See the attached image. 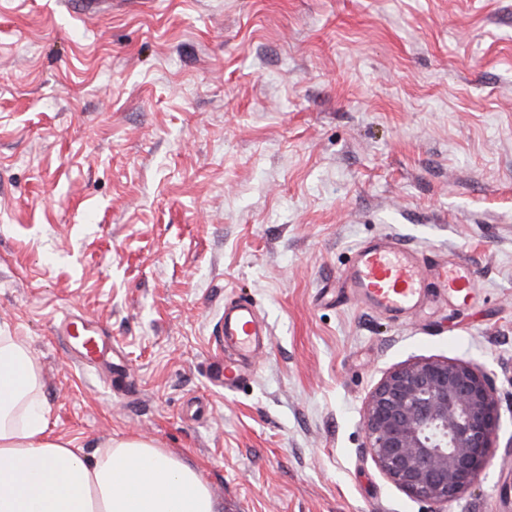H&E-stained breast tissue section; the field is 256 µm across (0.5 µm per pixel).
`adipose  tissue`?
Here are the masks:
<instances>
[{
  "label": "adipose tissue",
  "instance_id": "obj_1",
  "mask_svg": "<svg viewBox=\"0 0 512 512\" xmlns=\"http://www.w3.org/2000/svg\"><path fill=\"white\" fill-rule=\"evenodd\" d=\"M40 372L0 326V512H220L200 470L140 437L93 457L48 432Z\"/></svg>",
  "mask_w": 512,
  "mask_h": 512
}]
</instances>
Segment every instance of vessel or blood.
<instances>
[{
	"mask_svg": "<svg viewBox=\"0 0 512 512\" xmlns=\"http://www.w3.org/2000/svg\"><path fill=\"white\" fill-rule=\"evenodd\" d=\"M344 282L358 300L393 319L415 310L430 289L441 288L450 296L464 299L472 287L471 274L463 261L448 264L429 261L392 236L360 244L344 272ZM61 330L76 340L81 364L95 365L103 355L104 343L77 316L66 315ZM268 336L251 302L238 300L225 304L221 368L225 385H232L244 376L253 354L266 346Z\"/></svg>",
	"mask_w": 512,
	"mask_h": 512,
	"instance_id": "vessel-or-blood-1",
	"label": "vessel or blood"
}]
</instances>
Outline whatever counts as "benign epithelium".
<instances>
[{"mask_svg":"<svg viewBox=\"0 0 512 512\" xmlns=\"http://www.w3.org/2000/svg\"><path fill=\"white\" fill-rule=\"evenodd\" d=\"M499 420L495 381L482 366L421 358L389 371L370 392L363 448L405 493L443 505L479 479Z\"/></svg>","mask_w":512,"mask_h":512,"instance_id":"benign-epithelium-1","label":"benign epithelium"}]
</instances>
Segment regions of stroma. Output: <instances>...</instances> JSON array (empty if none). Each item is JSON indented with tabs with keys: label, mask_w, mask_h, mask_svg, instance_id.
<instances>
[{
	"label": "stroma",
	"mask_w": 512,
	"mask_h": 512,
	"mask_svg": "<svg viewBox=\"0 0 512 512\" xmlns=\"http://www.w3.org/2000/svg\"><path fill=\"white\" fill-rule=\"evenodd\" d=\"M463 260L468 305L404 323L356 303L353 248ZM270 328L225 389L224 305ZM79 314L124 377L57 331ZM49 429L141 436L221 512H512V0H0V325ZM496 373L497 446L447 505L362 446L382 376Z\"/></svg>",
	"instance_id": "stroma-1"
}]
</instances>
